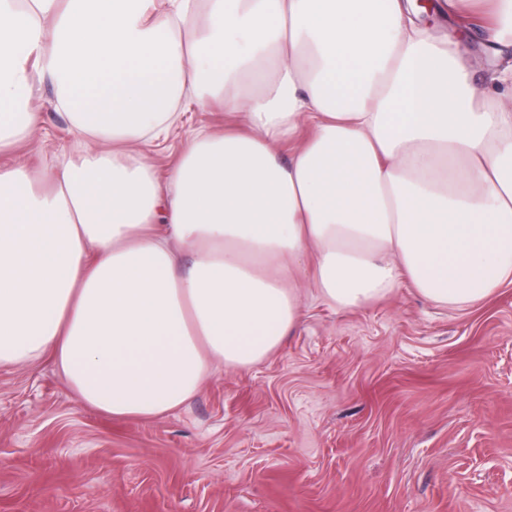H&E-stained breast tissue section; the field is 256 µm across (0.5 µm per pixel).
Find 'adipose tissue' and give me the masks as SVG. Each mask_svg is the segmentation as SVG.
<instances>
[{
	"label": "adipose tissue",
	"mask_w": 512,
	"mask_h": 512,
	"mask_svg": "<svg viewBox=\"0 0 512 512\" xmlns=\"http://www.w3.org/2000/svg\"><path fill=\"white\" fill-rule=\"evenodd\" d=\"M486 40L512 39V0ZM410 0H0V152L38 86L92 138L0 165V367L48 359L82 405L154 418L210 361L253 366L302 318L295 283L359 309L410 286L512 284V68L478 92L462 38ZM221 105L159 172L182 99ZM188 249L180 263L173 243Z\"/></svg>",
	"instance_id": "ef3b65f1"
}]
</instances>
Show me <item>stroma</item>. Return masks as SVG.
Listing matches in <instances>:
<instances>
[{
    "instance_id": "stroma-1",
    "label": "stroma",
    "mask_w": 512,
    "mask_h": 512,
    "mask_svg": "<svg viewBox=\"0 0 512 512\" xmlns=\"http://www.w3.org/2000/svg\"><path fill=\"white\" fill-rule=\"evenodd\" d=\"M428 0L423 21L471 36L485 87L494 59L475 16ZM41 123L12 161L77 157L43 85ZM224 111L184 102L153 146L158 170ZM303 312L243 369L212 364L179 410L143 420L81 405L51 361L0 367V512H512V285L480 304H428L403 286L360 309L297 281Z\"/></svg>"
}]
</instances>
